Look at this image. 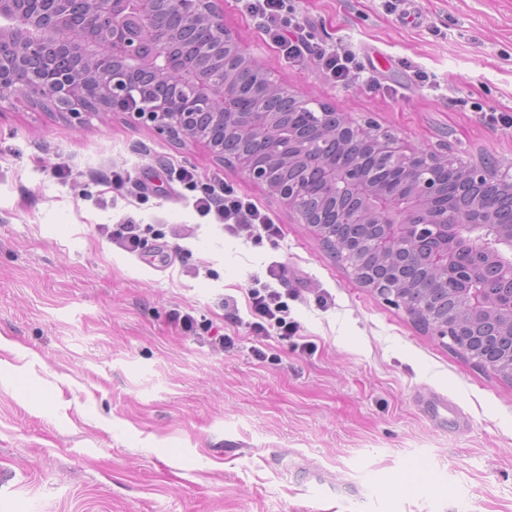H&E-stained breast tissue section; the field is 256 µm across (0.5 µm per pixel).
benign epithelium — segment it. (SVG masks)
Masks as SVG:
<instances>
[{
  "instance_id": "obj_1",
  "label": "benign epithelium",
  "mask_w": 512,
  "mask_h": 512,
  "mask_svg": "<svg viewBox=\"0 0 512 512\" xmlns=\"http://www.w3.org/2000/svg\"><path fill=\"white\" fill-rule=\"evenodd\" d=\"M175 5L189 20L203 18L212 42L201 49L203 59L187 63L174 54L176 35L162 24L157 5ZM0 0V99L17 93L28 101H48L63 113L78 118L90 111L124 109L125 100L138 90V74L161 76L175 73L166 82L171 94L157 95L141 102L135 118L154 123L168 136L180 133L202 139L187 127L188 117L195 124L220 123L243 138L264 142L272 161L243 152L235 156L237 169L260 183L295 212L301 223L320 230L322 220L306 205V189L299 183L275 184L270 181L271 162L301 163L323 161L320 172L324 189L347 192L356 206L337 213L339 224H373L383 228L375 239L381 253H392L411 242L438 236L444 243L430 255L431 266L448 279V237L465 238L471 247L482 250L493 240V253L500 256L499 274L512 285V225L499 224L487 210L476 205L453 212L428 206L438 194V173L453 170L466 179L486 185L512 183V175L501 172L494 163H471L450 154H436L413 146L403 139L382 133L369 122L358 123L347 115L315 111L308 102L285 89L275 75L245 53L237 37L224 28L212 0ZM230 53L240 69L249 73L254 86L275 92L284 106L304 114L310 124L322 130L336 125L335 133L345 134L372 146L375 159L398 173L391 187L377 184L356 164L339 167L319 151L318 143L331 140H302L272 126L266 103L255 102L250 111H237L242 94L238 76L224 69V54ZM471 304L497 311L512 326V290L501 294L476 292Z\"/></svg>"
}]
</instances>
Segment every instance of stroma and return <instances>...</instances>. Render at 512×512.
Returning a JSON list of instances; mask_svg holds the SVG:
<instances>
[{"label": "stroma", "instance_id": "stroma-1", "mask_svg": "<svg viewBox=\"0 0 512 512\" xmlns=\"http://www.w3.org/2000/svg\"><path fill=\"white\" fill-rule=\"evenodd\" d=\"M314 35L379 81L286 60L237 0L225 28L291 92L438 153L512 165V0H296ZM427 74V81L416 78ZM465 105H457V98ZM221 175L280 228L199 216L167 170ZM130 175L142 197L115 189ZM161 225L141 254L105 225ZM281 275L317 351L266 359L223 302ZM234 349L182 335L174 310ZM0 512H512V381L475 367L362 286L320 235L201 142L128 113L74 119L0 101ZM444 395L462 421L432 415ZM330 489L306 482L311 469Z\"/></svg>", "mask_w": 512, "mask_h": 512}]
</instances>
